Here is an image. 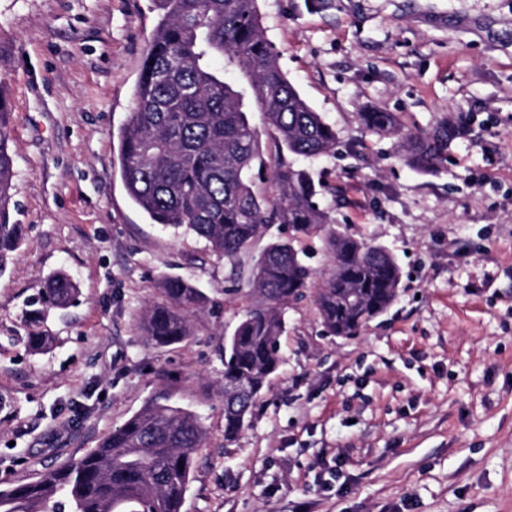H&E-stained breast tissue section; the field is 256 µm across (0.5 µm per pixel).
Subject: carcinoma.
<instances>
[{"mask_svg":"<svg viewBox=\"0 0 512 512\" xmlns=\"http://www.w3.org/2000/svg\"><path fill=\"white\" fill-rule=\"evenodd\" d=\"M158 20L121 131L119 160L127 195L150 219L206 241L228 261L272 224L324 236L333 264L318 287L294 240H271L255 260L251 287L261 301L224 343V390L245 384L248 395L224 400V440L238 437L280 363L283 311L308 288L327 332L356 336L396 300L401 273L383 247L332 227L330 211L310 172L287 156L315 158L335 149L336 130L288 80L267 40L258 0H153ZM234 70L237 80H224ZM262 112L276 153L264 155L249 113ZM377 132L397 131L390 112H362ZM469 126L448 115L428 133L401 134L405 164L427 172ZM6 113L0 112V272L18 249L22 225L10 223L14 155ZM165 302L142 318L146 339L171 345L192 335L190 317L205 297L189 281L160 279ZM76 284L64 274L47 297L65 306ZM201 419L181 407L151 401L91 453L0 492V512H181L194 455L205 444Z\"/></svg>","mask_w":512,"mask_h":512,"instance_id":"1","label":"carcinoma"}]
</instances>
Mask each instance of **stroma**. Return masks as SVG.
<instances>
[{"mask_svg":"<svg viewBox=\"0 0 512 512\" xmlns=\"http://www.w3.org/2000/svg\"><path fill=\"white\" fill-rule=\"evenodd\" d=\"M262 26L335 150L308 161L337 230L388 249L401 288L358 336L311 298L284 312L280 364L224 440V338L256 304L235 263L128 197L120 130L157 23L152 0H0L20 245L0 272V487L80 458L146 401L207 438L182 512H512V0H259ZM428 132L471 119L434 172L358 115ZM77 286L63 308L50 277ZM207 296L193 334L145 340L158 282ZM42 336L35 349L29 337ZM361 123L369 130L377 132L399 131V123L390 112H362L359 114Z\"/></svg>","mask_w":512,"mask_h":512,"instance_id":"obj_1","label":"stroma"}]
</instances>
